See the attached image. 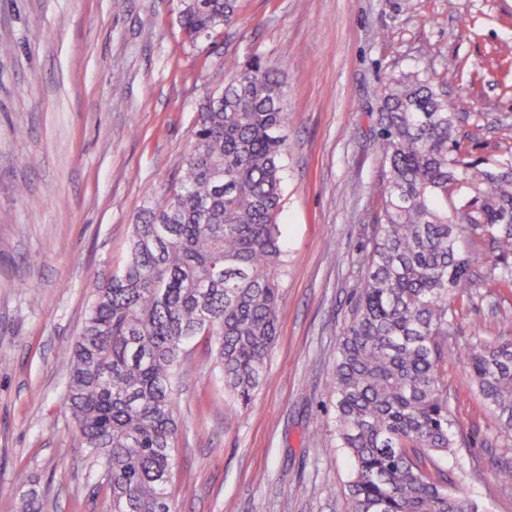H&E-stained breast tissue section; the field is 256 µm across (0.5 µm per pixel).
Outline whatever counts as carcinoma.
<instances>
[{
    "label": "carcinoma",
    "instance_id": "cac0c4a2",
    "mask_svg": "<svg viewBox=\"0 0 512 512\" xmlns=\"http://www.w3.org/2000/svg\"><path fill=\"white\" fill-rule=\"evenodd\" d=\"M239 0H179L190 43L232 23ZM199 106L176 185L132 225L128 256L91 284L65 352V408L112 512H172L175 388L187 343L206 336L224 385L247 406L265 379L281 299L278 216L288 112L259 55L227 60ZM379 202L329 380L336 447L351 462L345 512H489L448 485L464 443L444 368L458 305L512 289V154L470 161L457 115L426 71L390 77L375 116ZM494 252L486 271L475 255ZM463 363L512 448V334L471 327ZM36 491L22 512H47Z\"/></svg>",
    "mask_w": 512,
    "mask_h": 512
}]
</instances>
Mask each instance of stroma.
<instances>
[{
	"label": "stroma",
	"instance_id": "stroma-1",
	"mask_svg": "<svg viewBox=\"0 0 512 512\" xmlns=\"http://www.w3.org/2000/svg\"><path fill=\"white\" fill-rule=\"evenodd\" d=\"M177 0H0V512L46 489L53 512H111L63 408L68 363L100 274L174 185L200 100L226 58H264L285 83L288 131L278 344L249 406L199 336L176 395L175 512H343L350 462L328 379L360 280L380 164L372 112L385 76L419 66L448 94L470 160L512 150V0H240L190 46ZM459 312L448 392L466 439L457 490L512 512V453L458 364L472 323L512 330V291Z\"/></svg>",
	"mask_w": 512,
	"mask_h": 512
}]
</instances>
